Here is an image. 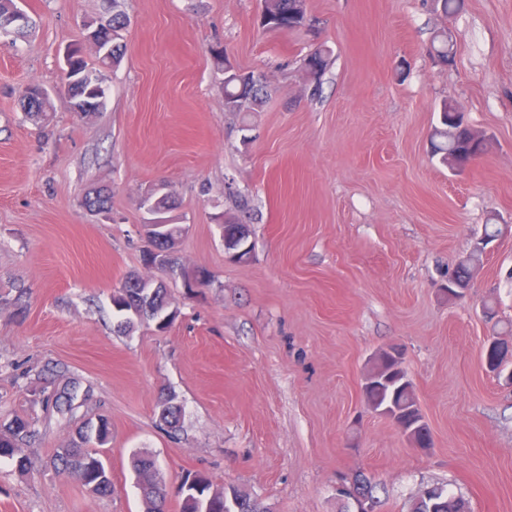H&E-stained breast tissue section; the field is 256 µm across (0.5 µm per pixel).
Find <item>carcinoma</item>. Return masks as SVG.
Segmentation results:
<instances>
[{"mask_svg":"<svg viewBox=\"0 0 512 512\" xmlns=\"http://www.w3.org/2000/svg\"><path fill=\"white\" fill-rule=\"evenodd\" d=\"M119 0H112V14L94 20L100 26L97 63H89L80 46L72 50V69L78 76L75 84L67 85L68 96L76 107L89 106L98 112L103 107L105 97L106 71L120 64L125 45L123 31L128 20L124 12L118 10ZM21 15L25 24L15 29L13 19ZM261 25L271 31H297L306 27L308 13L306 0H261ZM33 20L18 7L16 0H0V46H7L27 33ZM214 58L223 74L224 110L227 112H256L268 97L264 78L253 72L234 66L221 50L214 51ZM329 65V53L318 49L302 60V70L311 80L312 93H317L321 80ZM21 106L27 116L35 121L47 120L52 105L46 90L38 84L27 85L21 96ZM439 139L436 154L440 163L451 170H462L476 157L488 149V139L469 124L464 115L450 102L443 103L440 110V127L435 129ZM111 192L106 188H95L84 199V206L92 213L112 209ZM482 254L474 250L462 259L454 270V280L461 288L467 287L472 279V270L479 265ZM137 281V287L150 299L152 314L150 321L157 324V330L168 329L175 321L176 311L170 306L168 290L157 285L153 279L138 275L128 276L121 288L112 295V304L117 312L129 313L126 295L130 290V280ZM394 363L392 354L380 351L373 359L366 375L364 394L371 409L390 407L396 411V421L408 439L419 448L431 445V433L414 396L412 382L391 372ZM78 399L76 383L72 382L54 395L57 412L69 413ZM161 420L170 428L178 426L181 417L179 407L171 400H164ZM35 431L29 422L17 416L10 421L6 431H0V458L13 459L17 467L26 471L31 466L30 457L24 453L23 445L30 442ZM111 439V424L101 417L90 426L78 431V439L57 450L52 459L55 469L62 473L77 474L85 487L92 486L96 496L112 494V472L101 459L99 448ZM132 468L138 479V486L147 503L146 512H164L165 489L159 479L155 461L144 454L132 456ZM431 489L440 493L441 502L435 512H470L468 502L447 489L433 485ZM178 496L179 512H261L259 503L234 487L227 490H214L210 479L201 473L187 474L183 479ZM349 497L369 499L374 507L381 506L377 496V484L362 473L352 478Z\"/></svg>","mask_w":512,"mask_h":512,"instance_id":"obj_1","label":"carcinoma"}]
</instances>
